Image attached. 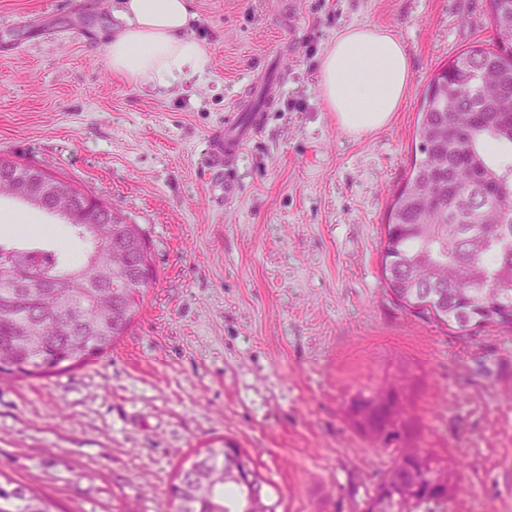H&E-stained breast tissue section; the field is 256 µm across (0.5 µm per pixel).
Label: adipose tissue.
<instances>
[{"instance_id": "1", "label": "adipose tissue", "mask_w": 512, "mask_h": 512, "mask_svg": "<svg viewBox=\"0 0 512 512\" xmlns=\"http://www.w3.org/2000/svg\"><path fill=\"white\" fill-rule=\"evenodd\" d=\"M118 17L123 25L108 45L113 72L133 83L170 90L206 70L207 52L186 34L196 19L192 0H121ZM409 86L406 47L388 29L350 25L322 55L319 88L324 107L351 136L389 125Z\"/></svg>"}]
</instances>
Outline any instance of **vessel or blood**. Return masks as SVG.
I'll use <instances>...</instances> for the list:
<instances>
[{"instance_id": "obj_1", "label": "vessel or blood", "mask_w": 512, "mask_h": 512, "mask_svg": "<svg viewBox=\"0 0 512 512\" xmlns=\"http://www.w3.org/2000/svg\"><path fill=\"white\" fill-rule=\"evenodd\" d=\"M273 108V102L268 101L255 112L246 99L236 100L224 123V132L213 140L208 156L209 165L217 173L212 182L214 194L227 199L235 196L238 185L232 174L234 166L244 144L265 123L268 112Z\"/></svg>"}]
</instances>
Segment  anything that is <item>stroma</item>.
<instances>
[{
  "instance_id": "stroma-1",
  "label": "stroma",
  "mask_w": 512,
  "mask_h": 512,
  "mask_svg": "<svg viewBox=\"0 0 512 512\" xmlns=\"http://www.w3.org/2000/svg\"><path fill=\"white\" fill-rule=\"evenodd\" d=\"M119 0H0V152L116 205L156 271L126 336L59 374L0 379V471L61 512H163L183 456L224 436L280 491L279 512H355L390 457L345 415L406 374L414 446L463 458L456 512H512V335L405 313L381 275L387 206L410 168L423 91L486 42V0H194L205 74L161 91L107 64ZM405 44L410 91L355 139L326 112L320 58L345 27ZM277 104L246 143L238 193L207 153L236 99ZM61 219L0 196L18 217Z\"/></svg>"
}]
</instances>
